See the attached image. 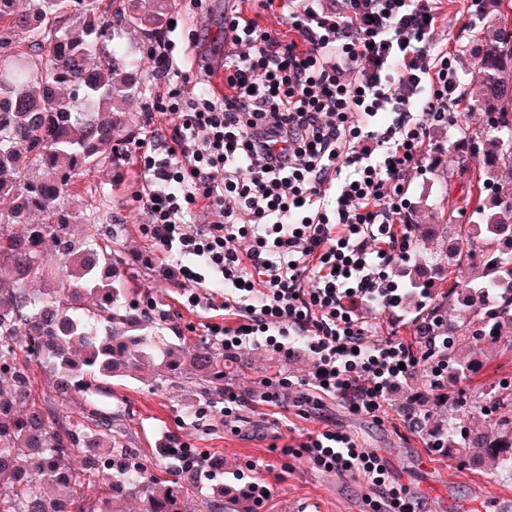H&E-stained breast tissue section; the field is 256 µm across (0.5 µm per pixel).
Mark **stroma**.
I'll use <instances>...</instances> for the list:
<instances>
[{"label":"stroma","instance_id":"1","mask_svg":"<svg viewBox=\"0 0 512 512\" xmlns=\"http://www.w3.org/2000/svg\"><path fill=\"white\" fill-rule=\"evenodd\" d=\"M470 5L471 0H441L431 53L456 52L469 41L472 31L481 25L480 15L473 13ZM228 7V0H177L171 34L175 56L201 51L212 61H221L224 45L215 36L224 26ZM162 89L154 76H147L139 97L126 106L136 128L120 167L107 163L78 178L69 203L82 207L87 201L85 185L98 187L113 223L122 227L118 256L132 279L146 288L149 301L167 314L169 335L195 343L208 340V323L231 325L236 317L205 305L189 306L182 283L159 273L167 256L140 230L148 216L135 199L140 189L135 156L148 130H162L172 122L153 107ZM454 139L453 126L431 131V142L445 148L440 155L443 174L431 175L424 167L411 170L407 196L414 203L438 206L444 214L460 211L459 221L466 224L473 219L472 212L462 208L470 183L450 150ZM362 315L373 337H411L412 316L402 307L373 306L363 309ZM244 354L247 365L224 379L225 387L246 400L237 416H225L220 396L194 402L191 388L185 384L154 387L134 379L116 380L103 401L122 411V426L131 446L144 454H151L162 439L173 435L179 444L198 454L223 457L226 483L239 478L263 481L270 493L259 512H377L368 499L369 489L360 480L323 472L303 459L282 454V446L291 439L326 427L345 431L362 447L377 451L396 480L421 500L424 512H512V480L449 462L427 447L421 433L406 425L410 400L431 390L425 367H418L390 393L385 413L375 421L351 413L340 398L317 399L310 384L313 361L302 345L292 344L280 353L253 345L245 348ZM273 359L279 362L274 373L267 369ZM502 382L512 384V352L499 349L465 382V394L472 399ZM265 391L279 392V403L262 401L260 395Z\"/></svg>","mask_w":512,"mask_h":512}]
</instances>
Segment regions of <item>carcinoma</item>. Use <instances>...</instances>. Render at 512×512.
<instances>
[{
	"instance_id": "carcinoma-1",
	"label": "carcinoma",
	"mask_w": 512,
	"mask_h": 512,
	"mask_svg": "<svg viewBox=\"0 0 512 512\" xmlns=\"http://www.w3.org/2000/svg\"><path fill=\"white\" fill-rule=\"evenodd\" d=\"M0 0V37L16 54L0 56V512H108L105 499L73 460L102 480L112 503L136 498L142 512H185L200 484L197 461L162 481L116 424L120 411L94 406L59 415L33 393L30 363L50 369L61 399L78 392L107 394L116 377L137 376L155 386L181 379L209 400L224 392L238 357L204 343L165 335L163 316L139 310L127 268L114 257L118 230L92 204L69 208L76 179L107 161L121 164L134 125L122 105L141 93L142 61L126 54L122 37L138 30L143 43L166 32L175 0ZM489 20L477 30L473 62L479 79L461 96L482 112L479 127L458 128L462 165L478 170L474 224L454 225L453 242L433 265L434 276L470 263L473 275L417 311L414 335L436 337L430 360L459 382L487 352L509 337L512 349V22L506 0H481ZM80 8V27L67 25ZM82 224L76 237L70 225ZM489 245L473 259L478 241ZM404 302L425 294L432 281L421 269L402 271ZM448 408L447 429L420 428L442 440L440 452L462 466H486L512 475V386L502 384L471 403L488 410L491 426L475 431L456 417L461 392L419 397ZM210 512H257L253 482L213 488Z\"/></svg>"
}]
</instances>
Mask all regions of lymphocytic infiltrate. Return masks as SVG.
<instances>
[{"mask_svg": "<svg viewBox=\"0 0 512 512\" xmlns=\"http://www.w3.org/2000/svg\"><path fill=\"white\" fill-rule=\"evenodd\" d=\"M347 12L312 5L288 12V34L231 8L224 30V91L206 93L211 64L179 63L172 40L152 55L157 97L173 115L136 157L142 231L171 260L162 276L224 286L235 325L208 324L225 350L301 338L315 391L379 419L389 393L420 365L397 336L370 341L360 304L396 307L387 269L412 254L405 177L448 122L460 78L448 51L430 55L435 0H348ZM206 208L218 221L192 223ZM286 454L358 478L385 512H417L384 460L333 428L302 435Z\"/></svg>", "mask_w": 512, "mask_h": 512, "instance_id": "obj_1", "label": "lymphocytic infiltrate"}]
</instances>
